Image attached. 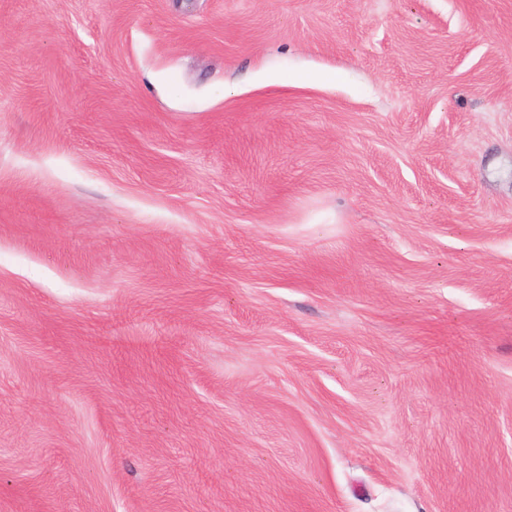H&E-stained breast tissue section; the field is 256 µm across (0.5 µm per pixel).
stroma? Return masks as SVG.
<instances>
[{
  "label": "stroma",
  "instance_id": "35a3bbf8",
  "mask_svg": "<svg viewBox=\"0 0 512 512\" xmlns=\"http://www.w3.org/2000/svg\"><path fill=\"white\" fill-rule=\"evenodd\" d=\"M0 512H512V0H0Z\"/></svg>",
  "mask_w": 512,
  "mask_h": 512
}]
</instances>
